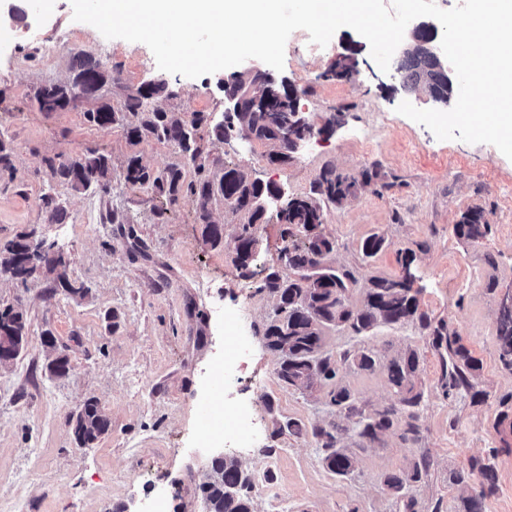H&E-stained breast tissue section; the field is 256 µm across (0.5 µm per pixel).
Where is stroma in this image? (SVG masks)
<instances>
[{
    "label": "stroma",
    "instance_id": "stroma-1",
    "mask_svg": "<svg viewBox=\"0 0 512 512\" xmlns=\"http://www.w3.org/2000/svg\"><path fill=\"white\" fill-rule=\"evenodd\" d=\"M41 37L46 52L23 46L0 59V132L14 148L13 173L0 175V244L29 230L54 240L71 260V276L91 293L83 300L52 298L46 278L22 286L0 277V301L26 310L35 339L51 330L71 361L67 377L48 379L45 353L35 342L10 370L0 371V512H112L118 505L138 512L158 490L167 496L168 512H203L195 485L218 455L252 471L255 512H397L384 477L423 457L430 467L413 489L418 512H461L473 486L454 484L450 476L466 471L473 457L494 464L496 490L483 512H512V451L503 449L512 433L494 427L500 398L512 394V370L501 364L497 341L500 306L512 296V160L490 144L438 140L398 114L402 101L421 109L432 102L422 93L405 94L399 78L381 71L370 52L358 55L355 78L329 77L337 54L361 39L352 28H339L324 47L296 30L285 46L282 73L305 89L302 103L317 124L339 114L334 133L307 142L285 165L269 163L259 146L208 136L199 142L215 167L234 163L281 191L257 228V259L243 271L224 246L238 224L223 207L213 209L225 237L215 244L192 203L160 216L151 193L125 183L121 172L131 154L160 170L183 164L177 149L157 142L131 146L121 129L87 122L86 105L42 112L34 101L37 88L67 81L73 57L85 54L126 87L166 77L173 95L154 99V107L203 111L220 121L223 72L196 79L163 75L145 44L107 39L74 21L71 0H48ZM75 151L110 157L107 190L77 193L53 176L46 158ZM326 167L354 177L375 167L390 183L386 189L376 180L359 184L354 198L325 211L322 232L336 242L329 260L358 279L352 304L363 305L370 279L399 276L404 252H412L420 311L460 334L479 362L475 383L483 393L479 400L466 392L445 395L440 357L419 321L359 334L327 329L324 350L334 356L370 350L392 358L416 351L424 391L416 440L393 432L363 446L353 432L343 433L342 446L360 459L346 478L327 470L312 434L314 427L339 422L335 408L326 404L322 387L303 393L283 388L281 357L262 336L275 308L263 280L269 269L285 267L276 212L281 200L308 193ZM45 190L67 209V223H54L39 207ZM471 210L489 226L475 241L455 233ZM374 233L386 246L363 258L360 246ZM219 299L249 308L251 361L232 399L255 407L264 435L259 454L220 442L204 445L198 437L197 406L214 393L208 367L233 344L211 312ZM341 379L367 408L395 401L381 373L348 368ZM90 398L100 402L111 427L83 448L71 417ZM291 422L302 425L301 434L287 433Z\"/></svg>",
    "mask_w": 512,
    "mask_h": 512
}]
</instances>
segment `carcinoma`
Here are the masks:
<instances>
[{"label": "carcinoma", "instance_id": "obj_1", "mask_svg": "<svg viewBox=\"0 0 512 512\" xmlns=\"http://www.w3.org/2000/svg\"><path fill=\"white\" fill-rule=\"evenodd\" d=\"M430 33L423 31L416 36L415 49L409 54L394 58V68L400 75L403 87L411 92L429 89L430 97L448 104L454 90L435 59L428 53L426 43ZM114 83L112 75L102 69L100 63L86 55H77L71 64V76L65 83H53L40 87L35 101L42 112H63L80 86L97 91L94 100L98 105L86 112L89 122L98 127L119 126L127 141L137 146L143 142L167 143L183 155L185 165L163 170L143 163L138 153L131 154L122 170L126 183L135 188H147L175 206L182 201L195 205L199 223L205 225L206 236L215 244L223 239V226L211 220L210 207L214 203L224 205V213L240 218L239 230L233 238L235 262L246 270L249 257L256 245L255 230L265 223L266 210L254 204L258 198L281 196L278 187L262 180L252 179L235 165L226 164L217 171L210 169L198 147L201 132L207 131L213 139L224 142L229 135L247 132L258 145L266 148V158L271 164L291 161L292 144L274 110L294 104V90L280 88L281 99L265 106L252 98H240V111L224 116V121L213 124L206 112H175L154 108L147 100L173 92L164 79L153 81L145 89L135 93L123 89L117 104L104 100L103 91ZM13 147L0 133V172L12 171ZM47 163L61 182L71 190L84 193L90 189L104 190L112 180V163L105 154L76 153L62 158L47 159ZM357 180L324 168L304 196L291 198L286 207L277 213L284 224L283 233L294 237V229L301 227L307 232V242L292 243L288 247L286 267L288 272H269L263 288L277 300L273 315L265 324L263 336L268 348L278 354L288 351V360L280 362L277 377L283 387L308 391L316 385L328 387L330 402L337 406L339 416L354 420L353 430L362 444H373L391 431L400 429L402 437L418 434L417 410L424 392L417 386L419 356L410 350L392 359L381 358L373 352L362 351L352 355L344 352L336 357L323 352L324 329L346 328L360 334L375 325L403 324L418 320L429 331L432 345L437 351H445L442 359V387L449 396L460 390L475 388L474 371L477 361L460 343L457 332L448 329L440 320L419 312L416 295L407 282L396 278L370 280L366 288L365 302L361 307L351 305L350 293L358 283L355 274L345 267H334L327 262L336 242L319 231L323 224L324 207L340 205L355 196ZM42 208L48 210L56 224L67 219L65 207L56 203L50 194L39 198ZM482 216L474 211L466 214L455 226L456 233L474 240L483 235ZM37 239L35 232H20L0 246V276L23 281L28 273L31 243ZM35 276L51 279L48 294L84 299L89 288L69 276L68 270L58 271L51 265L43 266ZM27 327L24 309L14 304L0 302V332L5 336H18ZM500 360L504 367L512 369V321H502L498 327ZM347 364L364 372L380 371L396 396V403L365 412L357 394L339 382L341 369ZM111 422L95 399H87L73 433L84 446L93 444L108 433ZM343 427L336 424L329 429L316 427L313 435L321 442L327 469L340 477L352 475L358 468V457L340 446ZM430 463L422 458L397 473L385 476L383 483L388 492L401 502L399 512H417V502L405 495L407 486L422 481ZM478 475L481 489L463 500V512H483L486 497L495 491L493 468L483 459L469 460L468 474L455 473L452 480L461 483L466 476ZM255 488L238 460L222 458L213 461L209 471L195 491L204 504V512H253L251 493Z\"/></svg>", "mask_w": 512, "mask_h": 512}]
</instances>
